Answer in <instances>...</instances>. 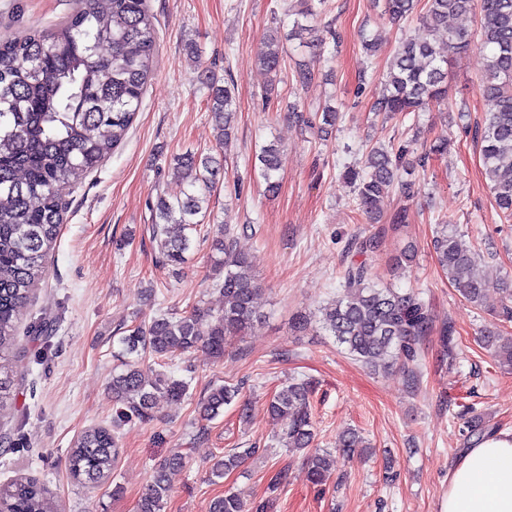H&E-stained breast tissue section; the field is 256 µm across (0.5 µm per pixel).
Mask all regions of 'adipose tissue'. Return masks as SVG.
Wrapping results in <instances>:
<instances>
[{
  "instance_id": "obj_1",
  "label": "adipose tissue",
  "mask_w": 512,
  "mask_h": 512,
  "mask_svg": "<svg viewBox=\"0 0 512 512\" xmlns=\"http://www.w3.org/2000/svg\"><path fill=\"white\" fill-rule=\"evenodd\" d=\"M440 512H512V431L468 448L448 473Z\"/></svg>"
}]
</instances>
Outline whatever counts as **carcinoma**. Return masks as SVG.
<instances>
[{
    "instance_id": "carcinoma-1",
    "label": "carcinoma",
    "mask_w": 512,
    "mask_h": 512,
    "mask_svg": "<svg viewBox=\"0 0 512 512\" xmlns=\"http://www.w3.org/2000/svg\"><path fill=\"white\" fill-rule=\"evenodd\" d=\"M393 21L414 14L420 0H381ZM420 20L429 37L404 39L387 69L384 88L375 110L391 116L420 112L439 103L447 93V58L433 38L447 33L448 55L464 52L472 38L465 29L448 27V16L475 14L476 34L489 51L479 94L488 109L476 126L485 177L495 204L512 218V0H425ZM315 28L294 22L288 39L315 48ZM156 31L145 0H76L68 20L49 31L33 30L0 42V408L12 400L17 324L37 281L44 260L56 242L63 220L61 190L97 168L126 138L152 74ZM281 37L273 31L263 42L259 63L272 75L282 68ZM207 110L223 148L234 135L237 114L233 82L219 86L206 79ZM415 142L397 147H372L362 168L350 169L346 178L354 188L361 212L373 214L376 202L397 185L405 197L413 196L414 182L402 174L425 169L432 157L446 151L448 142L437 139L421 152ZM259 171L267 190L274 193L283 172V150L273 141L258 155ZM174 172L190 190L181 197L158 196L152 205V238L161 261L173 268L184 265L192 249L187 231L195 229L198 215L208 209L213 184L224 173L223 156L187 152L174 157ZM237 233L224 225L212 239L214 274L224 305L217 314L194 307L179 317L156 316L122 338L126 352L140 351L168 359L198 347L224 357L227 340L243 336L260 321L256 306L259 284L247 257L237 249ZM439 266L468 303L480 306L486 293L497 288L505 300L503 316L512 319V284H494L479 269V255L455 229L441 225L433 241ZM336 299L321 310L322 328L335 337L356 360L391 369L397 362H413L418 346L429 333L431 313L415 291L400 292L379 285L366 263L351 264L340 275ZM482 345L503 366L512 369V336L488 330ZM112 399L119 405L112 427L95 425L77 438L68 456V470L77 481L107 482L119 454L116 430L132 417L151 418L157 398H184L188 384L165 374L149 377L136 361L125 360L112 374ZM312 385L295 379L277 391L269 404L281 421L285 447L306 452L311 482L325 486L336 471V456L313 447ZM239 395V388L218 385L200 400L205 420L218 417ZM467 442L490 430L479 418L466 421ZM370 443L352 430L340 439L345 454L364 451ZM255 449L233 448L215 461L211 474L221 477L239 467ZM185 457L171 454L156 467L141 495L137 512H161L169 475L183 468ZM274 498L256 504L226 492L210 505V512H270ZM0 512H59L58 504L37 482L20 478L0 488Z\"/></svg>"
}]
</instances>
